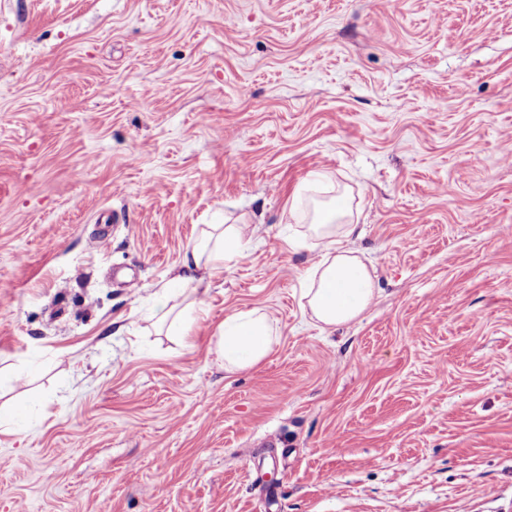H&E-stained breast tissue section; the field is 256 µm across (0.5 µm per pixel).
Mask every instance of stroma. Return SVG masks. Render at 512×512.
Masks as SVG:
<instances>
[{"instance_id":"obj_1","label":"stroma","mask_w":512,"mask_h":512,"mask_svg":"<svg viewBox=\"0 0 512 512\" xmlns=\"http://www.w3.org/2000/svg\"><path fill=\"white\" fill-rule=\"evenodd\" d=\"M298 192L376 269L333 330ZM1 413L0 512H512V0H0ZM209 230L192 246L188 247L181 259V268L184 274L176 280L186 287L192 286L196 290L201 280H195L196 270L205 269L209 274L215 275L224 270V261L238 255L243 247V235L240 227L224 229L223 224H207ZM170 300L167 292L157 296L155 316L160 323H168V332L171 336H175L182 344H187L189 337L192 336L195 318L182 312L173 316L174 306L169 305ZM278 343V335L268 315L260 308L224 319L213 337L210 353L227 372L255 366L266 359Z\"/></svg>"}]
</instances>
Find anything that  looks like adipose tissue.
<instances>
[{
    "instance_id": "ef3b65f1",
    "label": "adipose tissue",
    "mask_w": 512,
    "mask_h": 512,
    "mask_svg": "<svg viewBox=\"0 0 512 512\" xmlns=\"http://www.w3.org/2000/svg\"><path fill=\"white\" fill-rule=\"evenodd\" d=\"M358 226L350 208H314L306 236L320 248V257L308 278L302 296L311 320L324 328H333L358 319L371 304L377 288L367 265L353 251L345 248L346 240ZM243 246L240 227L224 229L213 224L201 239L188 247L181 259L182 275L178 281L191 286L195 273L223 271L224 263L238 255ZM278 342L276 329L268 315L259 308L225 318L210 347L225 371L236 372L255 366L266 359Z\"/></svg>"
}]
</instances>
